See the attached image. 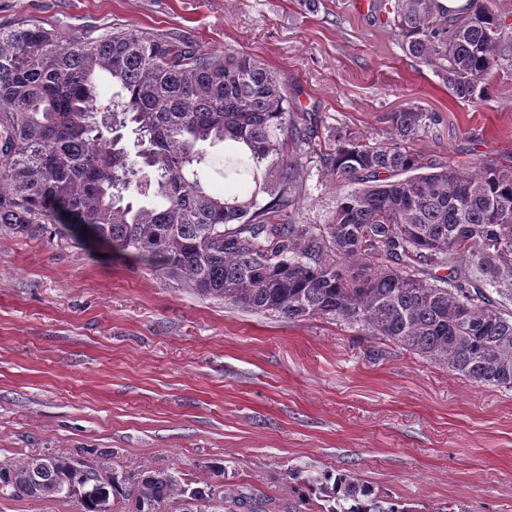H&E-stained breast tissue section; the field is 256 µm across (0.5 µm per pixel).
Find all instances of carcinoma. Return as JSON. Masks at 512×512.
Wrapping results in <instances>:
<instances>
[{"label":"carcinoma","mask_w":512,"mask_h":512,"mask_svg":"<svg viewBox=\"0 0 512 512\" xmlns=\"http://www.w3.org/2000/svg\"><path fill=\"white\" fill-rule=\"evenodd\" d=\"M403 51L465 102L512 56L496 0L458 13L440 0H394ZM117 89L97 121L96 79ZM431 116L390 117V142L341 132L321 144L313 112L289 106L286 83L251 56L189 50L137 26L92 38L25 20L0 27V234L33 237L46 219L79 226L196 294L290 321L342 318L477 386L512 389V167L473 173L422 162L407 143ZM134 126L137 160L122 141ZM242 149L245 197L205 188L200 147ZM336 178L325 224L295 213L311 162ZM386 173L387 181L380 177ZM33 476L30 459L0 470V492L104 498L135 512L170 502L197 512H269L256 490L188 488L165 470L120 479L71 468ZM319 512H409L351 473L292 472Z\"/></svg>","instance_id":"obj_1"}]
</instances>
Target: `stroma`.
<instances>
[{
  "label": "stroma",
  "mask_w": 512,
  "mask_h": 512,
  "mask_svg": "<svg viewBox=\"0 0 512 512\" xmlns=\"http://www.w3.org/2000/svg\"><path fill=\"white\" fill-rule=\"evenodd\" d=\"M388 0H0V25L65 35L137 26L230 48L284 80L323 134L389 138V113L435 119L411 144L459 169L512 166V62L487 101L456 99L407 56ZM336 182L309 165L298 218L326 223ZM65 456L121 476L297 500L292 469L353 472L415 512L449 500L512 512V390L477 386L342 319L229 308L77 232L0 235V463ZM221 462L223 474L211 463Z\"/></svg>",
  "instance_id": "obj_1"
}]
</instances>
